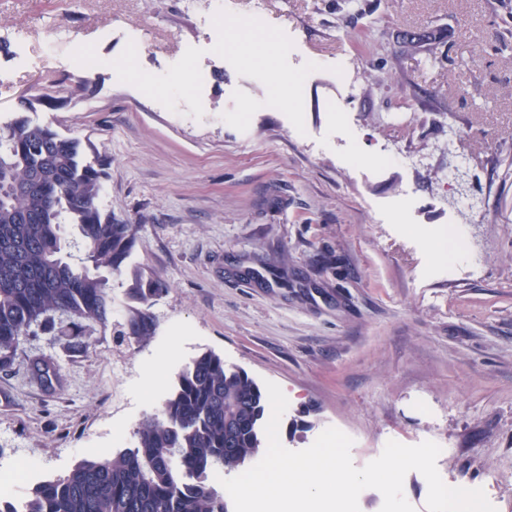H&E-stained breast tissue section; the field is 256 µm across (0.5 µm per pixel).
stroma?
Here are the masks:
<instances>
[{"mask_svg":"<svg viewBox=\"0 0 512 512\" xmlns=\"http://www.w3.org/2000/svg\"><path fill=\"white\" fill-rule=\"evenodd\" d=\"M349 2L224 0L225 20L274 27L291 100L224 49L215 0H0V35L25 52L0 51V121L34 87L71 91L31 118L106 155L99 207L134 229L126 265L167 285L147 341H20L0 370V496L130 447L211 350L281 387L287 449L335 427L359 468L388 440H430L443 481L512 512V0ZM402 149L426 165L386 160ZM454 227L451 264L424 237Z\"/></svg>","mask_w":512,"mask_h":512,"instance_id":"stroma-1","label":"stroma"}]
</instances>
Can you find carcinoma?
Here are the masks:
<instances>
[{
	"instance_id": "obj_1",
	"label": "carcinoma",
	"mask_w": 512,
	"mask_h": 512,
	"mask_svg": "<svg viewBox=\"0 0 512 512\" xmlns=\"http://www.w3.org/2000/svg\"><path fill=\"white\" fill-rule=\"evenodd\" d=\"M56 93L34 88L0 125V370L22 338L41 332L81 351L87 333L112 325L114 275L126 277L131 301L115 335L146 340L155 331L152 301L166 290L144 270H127L133 227L99 209L107 157L28 118ZM64 224L76 228L66 242ZM268 404L246 371L205 351L178 374L162 409L138 424L133 447L36 484L23 512H227L210 475L258 457Z\"/></svg>"
}]
</instances>
